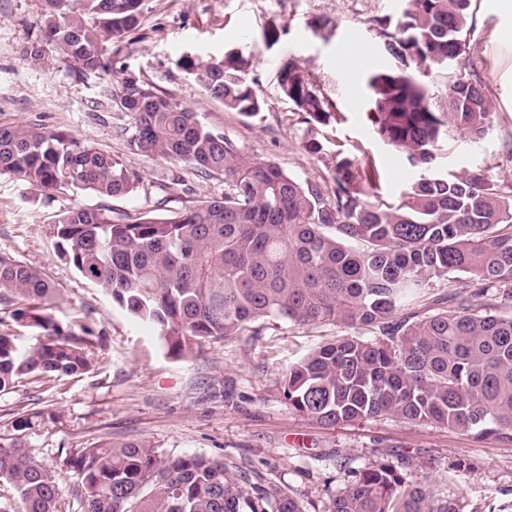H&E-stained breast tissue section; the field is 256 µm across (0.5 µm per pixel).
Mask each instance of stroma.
Returning a JSON list of instances; mask_svg holds the SVG:
<instances>
[{
	"mask_svg": "<svg viewBox=\"0 0 512 512\" xmlns=\"http://www.w3.org/2000/svg\"><path fill=\"white\" fill-rule=\"evenodd\" d=\"M41 5V0H0V124L65 131L141 176L133 193L115 197L88 191L46 196L0 176V254L44 274L56 290L49 309L56 322L76 334L91 328L97 336L88 372L44 383L24 376L0 392V445L24 444L52 472L63 489L59 512H83L76 480L63 465L66 450L111 441H142L171 456L224 459L293 489L304 512H328L350 471L406 455L413 461L407 482L429 480L459 512H512V443L389 416L323 428L289 408L283 371L323 342L345 335V328L268 320L261 335L206 342L178 359L111 296L60 260L48 234L58 214L76 207H104L131 222L145 214L184 211L223 194V179L130 149L131 120L112 95L132 78L193 108L207 126L293 177L327 176L324 160L303 146L308 124L279 85V68L290 59L317 75L334 104L336 119L321 135L359 158H372L380 174L376 202L396 203L418 171L375 136L367 72L347 74L339 50L353 42L378 58L369 27L374 19L398 17L401 0H146L140 27L113 46L111 67L85 75L55 57L35 65L24 59ZM472 11L466 70L480 77L492 99L494 123L476 143L459 133L441 140L434 166L443 172L487 167L499 184L510 186L512 15L496 10L493 0H472ZM272 17L282 20L287 33L270 48L262 30ZM319 17L333 22L323 36L311 28ZM233 48L251 57L249 78L265 102L262 112L250 117L225 110L177 66L186 54L205 58ZM47 409L54 421L39 419V411ZM22 411L34 419L19 431L13 420ZM460 458L469 462L468 470L455 469Z\"/></svg>",
	"mask_w": 512,
	"mask_h": 512,
	"instance_id": "obj_1",
	"label": "stroma"
}]
</instances>
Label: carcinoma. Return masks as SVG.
I'll use <instances>...</instances> for the list:
<instances>
[{"label":"carcinoma","instance_id":"carcinoma-1","mask_svg":"<svg viewBox=\"0 0 512 512\" xmlns=\"http://www.w3.org/2000/svg\"><path fill=\"white\" fill-rule=\"evenodd\" d=\"M472 0H403L397 19L377 18L369 32L381 60L366 77L374 133L421 174L397 203L370 200L377 170L341 148L331 153L332 188L301 181L261 161L200 119L199 113L136 79L113 100L131 118V149L186 162L201 176L224 177V194L171 215L127 223L108 209L72 208L50 225L55 247L121 309L150 325L177 358L210 339L256 336L258 323H338L372 337L325 342L288 367L283 396L295 413L323 427L379 416L439 428L473 430L512 443V190L488 170L438 173L436 147L450 130L479 141L494 107L460 59L472 31ZM145 0H42L38 35L24 59L48 55L76 73L104 71L109 51L135 31ZM286 27L270 18L263 40L273 47ZM178 66L228 111L264 108L237 50ZM448 72L434 100L422 80ZM280 87L303 121L326 126L333 104L317 76L294 61ZM42 192L131 193L137 172L62 131L0 126V176ZM465 273L468 291L445 306L404 312L408 300ZM54 290L41 272L0 256V305L23 304L15 321L44 339L23 349L0 332V391L14 377L48 381L87 372L96 336L63 329L48 313ZM73 472L85 512H303L287 488L219 458L165 456L141 442L74 448ZM410 458L352 472L330 512H458L425 484L407 483ZM14 495L0 512H57L62 488L20 445L0 448V484Z\"/></svg>","mask_w":512,"mask_h":512}]
</instances>
